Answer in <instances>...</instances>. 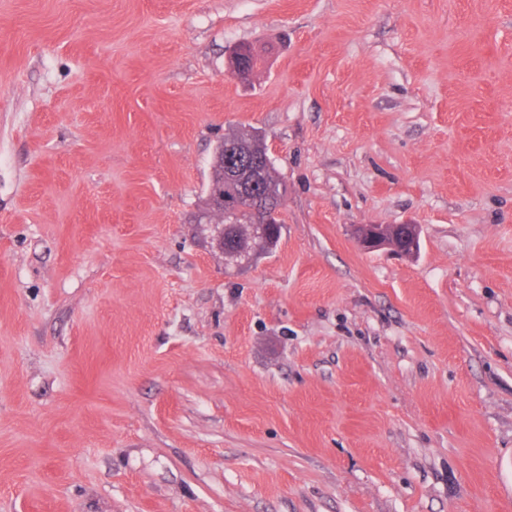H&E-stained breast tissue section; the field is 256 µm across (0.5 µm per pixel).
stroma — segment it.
<instances>
[{
	"mask_svg": "<svg viewBox=\"0 0 512 512\" xmlns=\"http://www.w3.org/2000/svg\"><path fill=\"white\" fill-rule=\"evenodd\" d=\"M0 512H512V0H0ZM229 158L226 156L224 149V143H220L216 148V152L211 165V179L208 187L207 198L203 197L202 206L198 209L197 214L194 215L193 222L195 224H210L202 223L204 217L202 215L208 213L210 206V200L216 194H219L223 189L224 192V206L220 207V212L223 214L224 211H230L237 208L239 204V190L245 201L250 205L249 207H241L238 211L224 212L225 221L229 224L224 234V224H212L211 226L215 232V242L218 248L223 253L224 247L228 249L230 253H237L239 255L246 254H257L265 255L270 254L275 250L280 242L281 233H278L274 241H267L260 238H252L246 234V225L233 224L237 218L240 217V212L246 210L253 214V221L249 225L250 234L253 237L262 236L266 233L267 224H272L273 219L276 217V213L264 210L259 205V199L256 191V181L258 179V173L261 168L265 165L269 166L271 160L265 154L255 155L248 159L245 163L246 167H241L238 171H243L246 174L251 173L252 177L249 181H243L239 189L237 187L236 179L234 175L229 174L228 171L232 172L233 168L228 166ZM224 176V182H221V178ZM264 190L262 191L263 203L266 208L278 211L282 198L286 192V186L277 174L273 165L260 175ZM408 225L406 230L408 237L404 245L394 246L393 243L401 242L405 227L402 224H358L353 226L352 235L357 245L368 252L390 249L400 256H414L417 252L419 240V228L415 224ZM386 227L389 232L388 238Z\"/></svg>",
	"mask_w": 512,
	"mask_h": 512,
	"instance_id": "obj_1",
	"label": "stroma"
}]
</instances>
